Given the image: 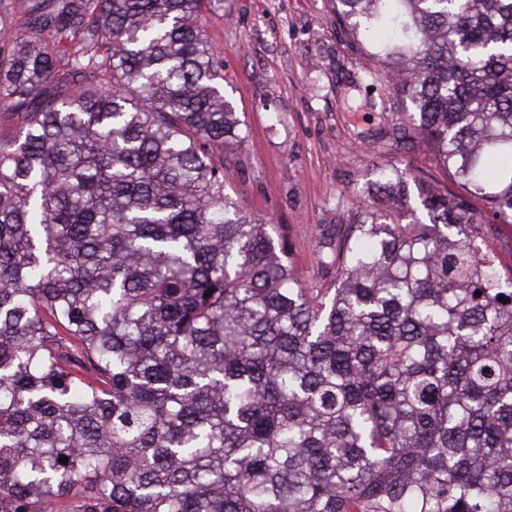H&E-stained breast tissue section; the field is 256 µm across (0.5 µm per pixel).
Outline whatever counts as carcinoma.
Instances as JSON below:
<instances>
[{
  "label": "carcinoma",
  "instance_id": "1",
  "mask_svg": "<svg viewBox=\"0 0 512 512\" xmlns=\"http://www.w3.org/2000/svg\"><path fill=\"white\" fill-rule=\"evenodd\" d=\"M335 2L412 104L389 147L460 192L374 165L392 207L320 242L322 288L225 193L211 0H17L0 512H512V271L474 247L512 224V0Z\"/></svg>",
  "mask_w": 512,
  "mask_h": 512
}]
</instances>
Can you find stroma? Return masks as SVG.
<instances>
[{
  "label": "stroma",
  "instance_id": "1",
  "mask_svg": "<svg viewBox=\"0 0 512 512\" xmlns=\"http://www.w3.org/2000/svg\"><path fill=\"white\" fill-rule=\"evenodd\" d=\"M205 21L246 133L224 154L228 192L287 236L302 282L321 283L317 246L345 233L373 165L393 160L368 137L398 115L362 82L368 60L331 0H223Z\"/></svg>",
  "mask_w": 512,
  "mask_h": 512
}]
</instances>
